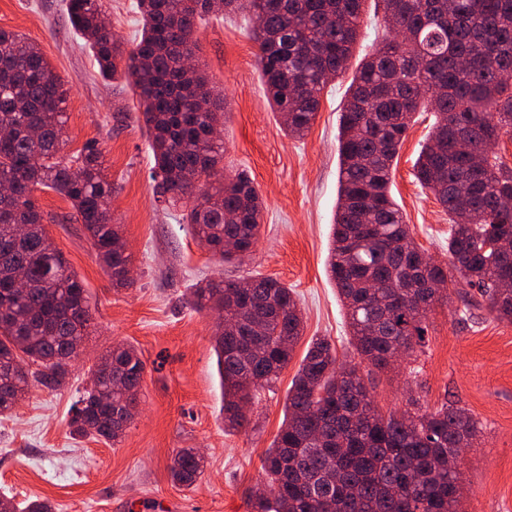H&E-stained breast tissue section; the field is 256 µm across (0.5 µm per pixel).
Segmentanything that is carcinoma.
<instances>
[{
  "label": "carcinoma",
  "mask_w": 512,
  "mask_h": 512,
  "mask_svg": "<svg viewBox=\"0 0 512 512\" xmlns=\"http://www.w3.org/2000/svg\"><path fill=\"white\" fill-rule=\"evenodd\" d=\"M365 0H137L143 30L128 51L102 19L101 0H67L73 27L100 72L131 78L151 137L158 193L182 203L184 223L222 262H241L257 242L262 202L252 180L235 174L215 190L205 181L224 159L207 133L224 118L195 60L197 20L246 10L267 99L285 131L302 137L320 96L342 73L359 36ZM387 34L364 58L340 113V176L329 267L351 328V345L372 366L423 347L424 321L444 296L427 284L448 272L427 260L388 192L392 163L418 112L435 118L415 163V178L448 211V255L496 318L512 322V168L495 147L512 134V0H382ZM64 82L27 38L0 29V416L31 384L57 390L70 351L92 320L86 289L45 230L37 188L67 198L114 288L130 286L131 263L109 203L112 182L101 152L84 148L57 160L65 126ZM466 135L473 153L454 143ZM232 241L236 251L224 250ZM27 287H13L17 276ZM191 304L224 321L214 352L224 395V426L249 424L253 390L271 383L292 358L303 320L292 290L276 279L206 280ZM110 368L72 410L71 432L122 437L138 413L144 365L116 344L100 355ZM382 415L355 364L339 366L326 339L310 343L288 391L281 429L262 460L264 486L251 512H459L460 461L482 423L446 402ZM194 448L173 458V482L203 473ZM0 512H53L46 500L20 507L0 495Z\"/></svg>",
  "instance_id": "carcinoma-1"
}]
</instances>
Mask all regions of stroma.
<instances>
[{
  "instance_id": "stroma-1",
  "label": "stroma",
  "mask_w": 512,
  "mask_h": 512,
  "mask_svg": "<svg viewBox=\"0 0 512 512\" xmlns=\"http://www.w3.org/2000/svg\"><path fill=\"white\" fill-rule=\"evenodd\" d=\"M136 0H104L106 23L126 47L141 34ZM253 23L247 14L197 24L196 57L224 100V172L246 173L264 211L259 241L243 264L219 262L204 248L180 209L157 194L154 157L130 79L98 70L72 27L65 0H0V28L36 44L67 89L65 145L70 161L86 145L102 153L114 192L112 221L131 257L132 283L114 290L71 203L34 191L54 215L46 230L81 279L92 306L84 353L66 386H31L12 415L0 417V493L16 502L49 501L55 512H249L247 498L262 481L261 461L284 420L288 390L312 340L328 339L340 362H359L346 310L329 277L327 259L339 188L338 125L352 73L385 36L383 10L366 0L349 70L321 94L303 137L288 136L260 78ZM431 113L416 114L394 161L390 194L416 243L448 267L447 300L428 312L422 350L386 369L360 371L382 413H402L409 396L422 406L448 401L483 429L461 461L462 512H512V323L486 307L448 257V213L414 176L432 131ZM272 277L291 288L304 330L288 367L256 392L249 425L224 427L223 390L213 351L215 319L190 303L202 279ZM470 318H462V310ZM123 342L144 363L139 412L116 444L75 437L71 412L90 382L97 356ZM182 448L200 449L203 474L193 487L174 485L169 466Z\"/></svg>"
}]
</instances>
